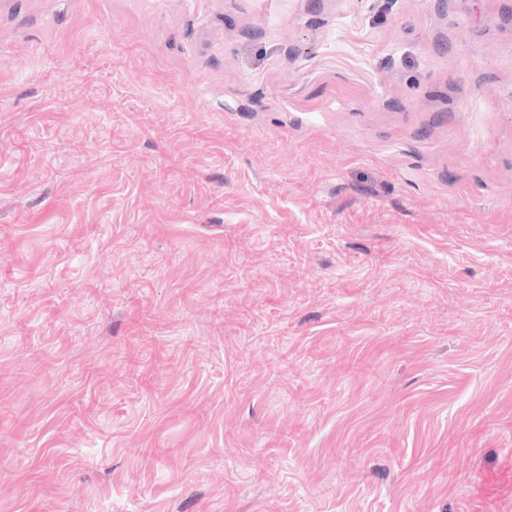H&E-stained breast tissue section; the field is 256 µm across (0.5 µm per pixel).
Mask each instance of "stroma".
Listing matches in <instances>:
<instances>
[{"mask_svg":"<svg viewBox=\"0 0 512 512\" xmlns=\"http://www.w3.org/2000/svg\"><path fill=\"white\" fill-rule=\"evenodd\" d=\"M0 512H512V0H0Z\"/></svg>","mask_w":512,"mask_h":512,"instance_id":"obj_1","label":"stroma"}]
</instances>
